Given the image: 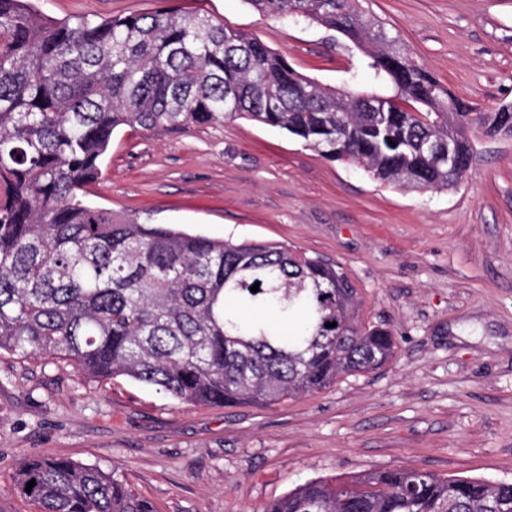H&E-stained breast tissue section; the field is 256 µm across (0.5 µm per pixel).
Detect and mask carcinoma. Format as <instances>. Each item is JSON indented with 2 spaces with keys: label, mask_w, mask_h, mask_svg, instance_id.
Listing matches in <instances>:
<instances>
[{
  "label": "carcinoma",
  "mask_w": 512,
  "mask_h": 512,
  "mask_svg": "<svg viewBox=\"0 0 512 512\" xmlns=\"http://www.w3.org/2000/svg\"><path fill=\"white\" fill-rule=\"evenodd\" d=\"M244 2L350 41L363 55L350 84L322 85L199 11L55 21L0 0V353L222 407L321 392L393 357L392 332L362 325L339 264L147 224L80 194L124 127L243 118L378 181L444 190L470 171V133L512 136V112L451 94L360 0ZM427 140L456 165L425 154ZM15 484L38 512H157L117 470L65 457L26 459ZM262 512H512V482L403 467L313 479Z\"/></svg>",
  "instance_id": "carcinoma-1"
}]
</instances>
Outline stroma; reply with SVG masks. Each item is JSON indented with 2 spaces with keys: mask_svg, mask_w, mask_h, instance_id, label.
<instances>
[{
  "mask_svg": "<svg viewBox=\"0 0 512 512\" xmlns=\"http://www.w3.org/2000/svg\"><path fill=\"white\" fill-rule=\"evenodd\" d=\"M54 19L200 10L343 86L357 59L325 29L245 0H32ZM451 91L512 103V0H366ZM85 200L213 238L278 242L341 264L364 326L392 360L273 406L187 405L65 362L0 355V512H37L15 488L32 456L119 470L158 512H262L329 476L418 466L512 481V137L473 139L449 190L383 184L286 131L235 119L115 130Z\"/></svg>",
  "mask_w": 512,
  "mask_h": 512,
  "instance_id": "stroma-1",
  "label": "stroma"
}]
</instances>
